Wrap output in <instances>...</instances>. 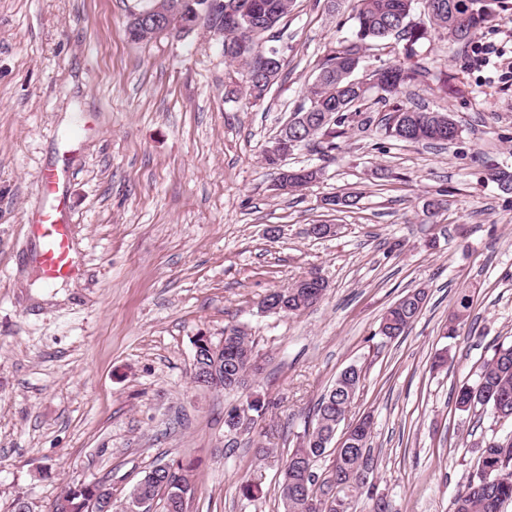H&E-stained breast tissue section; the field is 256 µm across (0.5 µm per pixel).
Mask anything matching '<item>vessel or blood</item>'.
Listing matches in <instances>:
<instances>
[{
  "instance_id": "1",
  "label": "vessel or blood",
  "mask_w": 512,
  "mask_h": 512,
  "mask_svg": "<svg viewBox=\"0 0 512 512\" xmlns=\"http://www.w3.org/2000/svg\"><path fill=\"white\" fill-rule=\"evenodd\" d=\"M40 178L53 204L40 212L30 224L29 232L40 244L39 268L46 283L71 276L76 271L72 241L68 224L61 213L64 209V183L66 177L58 169L41 171Z\"/></svg>"
}]
</instances>
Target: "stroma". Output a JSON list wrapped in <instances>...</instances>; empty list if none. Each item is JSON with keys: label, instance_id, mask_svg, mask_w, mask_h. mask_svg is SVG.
<instances>
[{"label": "stroma", "instance_id": "35a3bbf8", "mask_svg": "<svg viewBox=\"0 0 512 512\" xmlns=\"http://www.w3.org/2000/svg\"><path fill=\"white\" fill-rule=\"evenodd\" d=\"M473 41L441 31L421 44L389 38L364 71L416 51L457 91L419 85L414 102L449 112L446 146L409 144L350 127L302 190L275 189L260 161L302 100L320 59L354 41L350 0H295L284 79L253 105L226 95L224 45L205 29L136 43L147 0H0V512L24 497L49 512L71 485L129 492L155 465H188L185 512H283L281 464L315 403L348 366L364 380L350 419L371 415L374 482L394 512H452L479 442L512 432L454 406L497 343H512V193L485 177L512 169V0ZM503 52L478 62L479 45ZM79 139H71L75 126ZM67 174L65 221L80 270L63 301L31 295L37 248L27 226L47 204L40 173ZM354 192L343 211L324 197ZM447 208L429 222L424 208ZM332 224L334 236L309 234ZM278 227L277 236L267 233ZM328 282L298 316L258 307L307 272ZM427 294L407 333L376 330L409 291ZM457 338L442 328L459 299ZM244 328L258 370L247 389L193 381L194 340ZM449 348L445 370L430 369ZM258 396L266 414L228 449L224 413ZM252 478L261 499L239 486Z\"/></svg>", "mask_w": 512, "mask_h": 512}]
</instances>
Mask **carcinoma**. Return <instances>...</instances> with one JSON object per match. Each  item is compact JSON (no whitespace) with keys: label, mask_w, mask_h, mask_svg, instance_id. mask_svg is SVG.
Segmentation results:
<instances>
[{"label":"carcinoma","mask_w":512,"mask_h":512,"mask_svg":"<svg viewBox=\"0 0 512 512\" xmlns=\"http://www.w3.org/2000/svg\"><path fill=\"white\" fill-rule=\"evenodd\" d=\"M353 19L356 23V41L333 49L318 64V74L310 84L305 101L291 114L300 120L292 132L296 145L308 146L320 139L322 156L336 150L335 139L356 125L367 131L373 117L362 111L371 92L380 94L379 100L402 93L404 87L426 78V70L419 62L395 64L375 69L369 78L379 82L362 88L356 82L355 71L363 54L373 43L397 35L416 45L427 38V28L409 22L412 0H352ZM293 0H224V9L218 10L204 21L209 33L224 40V57L239 68L241 88L229 90L236 96L243 92L254 101L265 99L274 85L283 79L288 45L278 46L274 53L267 52L261 39L282 41V29L288 23ZM424 11L432 24L448 32V39L465 44L495 15L481 0H423ZM380 129L396 141L448 145L460 134V128L445 112L421 107L397 105ZM264 165L277 170V178L288 182V191L303 188L317 180L320 169L313 167L286 168L282 161L262 157ZM488 179L504 193L512 192V171L492 167ZM324 289L310 288L304 280L291 286L272 290L259 306L278 309V313L298 315L322 298ZM426 301L425 292L414 290L394 302L379 324L378 335L387 340L403 334L419 317ZM468 309L465 300L448 316L445 335L457 336L458 326ZM254 361L253 346L246 331L234 327L224 332V384L222 389L232 390L245 386L251 376ZM361 385V374L354 372L344 380H335L314 408L312 431L306 444H300L287 457L278 483L279 499L284 512H354L356 498L371 494V512H389L384 497L373 493L374 484L367 481L371 455L372 423L365 417L354 423H345L348 412ZM484 406L493 414H502L512 420V344L496 345L472 384H463L455 391V409L468 413L474 406ZM348 434L345 446L334 457L327 474L317 473L316 467L307 470L298 457L307 455L319 462L325 457L330 442L329 434L339 429ZM181 462L165 463L153 468L158 477L147 481L146 493L164 501L165 512H184L180 494L189 483L179 474ZM106 486L98 481L68 492L72 512H89V505L97 492ZM512 503V434L493 439L480 448L474 471L467 477L463 488L454 499V512H501L502 506Z\"/></svg>","instance_id":"obj_1"}]
</instances>
